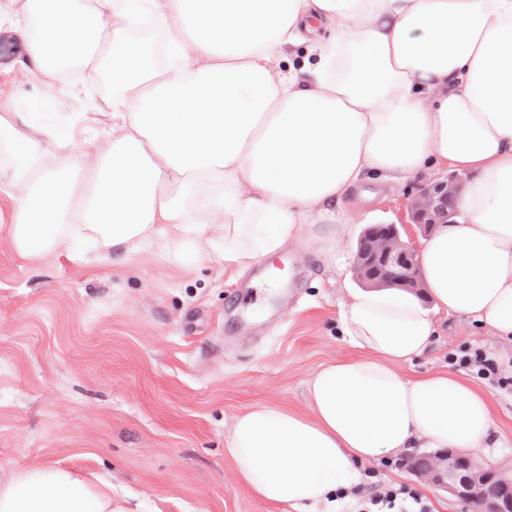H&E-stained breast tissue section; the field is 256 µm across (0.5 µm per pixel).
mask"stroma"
<instances>
[{"label": "stroma", "mask_w": 512, "mask_h": 512, "mask_svg": "<svg viewBox=\"0 0 512 512\" xmlns=\"http://www.w3.org/2000/svg\"><path fill=\"white\" fill-rule=\"evenodd\" d=\"M15 58L0 54L1 104L47 100L54 121L96 119L109 92L98 78L49 85ZM429 180L384 188L353 223L406 222L407 202ZM12 205L0 194V478L30 464L66 466L110 482L132 512H275L237 481L224 440L252 405L306 411V384L322 365L361 357L338 334L358 286L352 267H328L307 232L243 271L217 256L179 267L158 243L129 261L30 264L9 244ZM462 344L512 373L511 341L452 314L439 316L433 345L403 370L447 368ZM476 386L492 402L498 441L482 458L512 470V392ZM385 478L414 487L430 512H465L409 468Z\"/></svg>", "instance_id": "35a3bbf8"}]
</instances>
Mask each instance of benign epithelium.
Masks as SVG:
<instances>
[{"instance_id":"1","label":"benign epithelium","mask_w":512,"mask_h":512,"mask_svg":"<svg viewBox=\"0 0 512 512\" xmlns=\"http://www.w3.org/2000/svg\"><path fill=\"white\" fill-rule=\"evenodd\" d=\"M460 188L461 181L454 175L424 185L407 205L410 224L427 233L448 222ZM404 234L406 225L392 224L374 235L369 252L355 257L357 276L372 287L395 281L412 292L419 291L418 254ZM416 473L476 512H512V482H507V489L500 487L496 482L500 469L477 461L465 451L425 452Z\"/></svg>"}]
</instances>
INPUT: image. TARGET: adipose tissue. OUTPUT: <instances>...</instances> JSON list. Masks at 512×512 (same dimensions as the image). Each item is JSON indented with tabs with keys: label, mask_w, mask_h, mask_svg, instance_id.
Wrapping results in <instances>:
<instances>
[{
	"label": "adipose tissue",
	"mask_w": 512,
	"mask_h": 512,
	"mask_svg": "<svg viewBox=\"0 0 512 512\" xmlns=\"http://www.w3.org/2000/svg\"><path fill=\"white\" fill-rule=\"evenodd\" d=\"M17 63L54 83L112 67L103 122L61 132L0 107V193L27 261L97 243H162L245 269L321 226L341 269L343 205L362 182L464 175L455 214L423 240L428 301L359 288L339 331L363 350L321 367L304 413L256 404L224 454L279 512H336L364 463L412 448H492L488 399L454 371L410 376L439 315L512 337V0H0ZM306 45L300 65H282ZM0 512H129L112 485L32 465L0 481Z\"/></svg>",
	"instance_id": "obj_1"
}]
</instances>
